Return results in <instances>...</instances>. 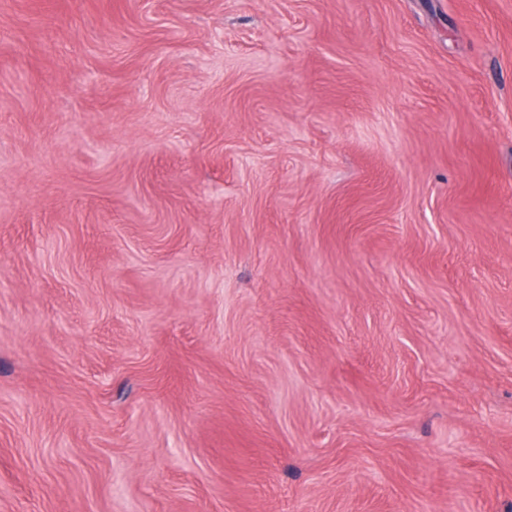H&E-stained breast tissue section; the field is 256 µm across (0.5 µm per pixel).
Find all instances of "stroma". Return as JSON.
<instances>
[{"label": "stroma", "instance_id": "35a3bbf8", "mask_svg": "<svg viewBox=\"0 0 512 512\" xmlns=\"http://www.w3.org/2000/svg\"><path fill=\"white\" fill-rule=\"evenodd\" d=\"M0 512H512V0H0Z\"/></svg>", "mask_w": 512, "mask_h": 512}]
</instances>
